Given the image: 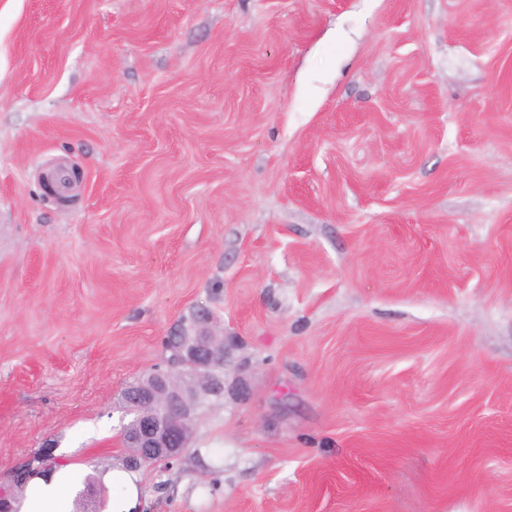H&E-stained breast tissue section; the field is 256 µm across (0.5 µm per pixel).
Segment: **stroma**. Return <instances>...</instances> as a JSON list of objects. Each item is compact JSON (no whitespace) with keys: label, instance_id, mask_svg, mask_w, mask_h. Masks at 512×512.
Here are the masks:
<instances>
[{"label":"stroma","instance_id":"stroma-1","mask_svg":"<svg viewBox=\"0 0 512 512\" xmlns=\"http://www.w3.org/2000/svg\"><path fill=\"white\" fill-rule=\"evenodd\" d=\"M200 305L224 399L139 512H512V0H0L11 512L125 467ZM64 471L32 480L22 512H64L63 491L67 484Z\"/></svg>","mask_w":512,"mask_h":512}]
</instances>
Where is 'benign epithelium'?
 <instances>
[{
    "label": "benign epithelium",
    "instance_id": "benign-epithelium-1",
    "mask_svg": "<svg viewBox=\"0 0 512 512\" xmlns=\"http://www.w3.org/2000/svg\"><path fill=\"white\" fill-rule=\"evenodd\" d=\"M175 352L166 370H156L124 393L137 407L123 444L134 465L174 459L187 448L199 409L225 391L224 365L232 344L211 310L197 306L168 336Z\"/></svg>",
    "mask_w": 512,
    "mask_h": 512
}]
</instances>
